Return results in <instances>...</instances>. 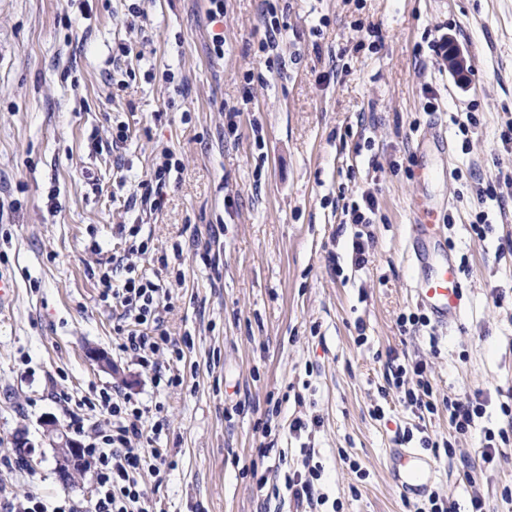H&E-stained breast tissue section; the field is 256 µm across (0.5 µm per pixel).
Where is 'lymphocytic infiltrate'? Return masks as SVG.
I'll return each mask as SVG.
<instances>
[{"label":"lymphocytic infiltrate","instance_id":"obj_1","mask_svg":"<svg viewBox=\"0 0 512 512\" xmlns=\"http://www.w3.org/2000/svg\"><path fill=\"white\" fill-rule=\"evenodd\" d=\"M182 168L181 160L173 151L162 149L156 154L146 178L135 184L128 201L139 214L133 221L117 226L119 235L129 243V254L146 252L147 244L141 239L143 216L163 207L165 189L172 175ZM375 208V197L367 192L361 202L352 203L347 211L349 222L355 228L352 251L354 264L358 267L366 263L374 244L371 215ZM100 282L111 291L112 303L120 311L115 327L119 350L135 357L141 367L153 370L154 383L180 385L182 379L179 375L165 378L158 371L157 356L163 353L169 342L166 333L160 330L163 323L161 297L166 293L165 288L144 277L114 282L105 275ZM387 368L407 407L431 414L441 409L447 412L455 437L443 440L441 446L446 457L455 458V438L471 434L485 413L480 395L464 399L449 396L437 403L431 398L424 361L404 366L391 359ZM99 408L109 417L107 427L96 432L93 442L83 450L84 455L93 461L97 477L96 495L90 512H150V500L140 477L145 473L160 477L169 467L163 450L154 445V438L162 431L163 423L149 421L148 407L117 391L103 394Z\"/></svg>","mask_w":512,"mask_h":512}]
</instances>
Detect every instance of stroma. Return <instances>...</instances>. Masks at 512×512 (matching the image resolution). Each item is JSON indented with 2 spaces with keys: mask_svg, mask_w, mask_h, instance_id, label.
Wrapping results in <instances>:
<instances>
[{
  "mask_svg": "<svg viewBox=\"0 0 512 512\" xmlns=\"http://www.w3.org/2000/svg\"><path fill=\"white\" fill-rule=\"evenodd\" d=\"M143 8L140 18L127 0H0V275L16 283L0 309V512L31 495L91 505L94 468L62 485L45 422L88 444L106 424L89 405L112 388L165 420L156 445L175 468L148 482L153 512H296L288 493L267 500L246 472L265 420L277 448L263 468L301 469V447L314 448L316 486L338 512H413L388 466L401 429L433 460V491L462 512L475 492L487 512H512V451L483 467L476 432L448 461L422 446L453 437L446 411L421 417L397 391L380 395L393 351L426 360L435 400L481 392L480 428L502 427L500 406L512 402V186L476 199L512 172V144L500 139L512 120V0H282L277 73L259 50L263 0H224L220 57L207 0ZM442 37L464 53V75L431 51ZM249 71L262 82L246 84ZM232 106L242 114L228 138ZM462 112L477 118L465 132L453 122ZM435 123L448 134L444 156L419 151ZM121 127L128 140L116 149ZM161 147L183 169L133 263L168 290L163 329L183 356L161 364L182 376L176 387L154 385L119 351L100 283L110 270L127 275L112 265L126 249L120 181L145 175ZM425 165L435 178H421ZM368 191L377 243L358 268L343 209ZM422 194L450 219L466 307L458 323L412 336L397 319L419 310L407 226ZM481 212L483 240L471 229ZM94 348L115 371L89 359ZM76 408L80 432L69 424ZM312 416L319 426L290 432Z\"/></svg>",
  "mask_w": 512,
  "mask_h": 512,
  "instance_id": "obj_1",
  "label": "stroma"
}]
</instances>
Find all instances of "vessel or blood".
I'll list each match as a JSON object with an SVG mask.
<instances>
[{"instance_id": "1", "label": "vessel or blood", "mask_w": 512, "mask_h": 512, "mask_svg": "<svg viewBox=\"0 0 512 512\" xmlns=\"http://www.w3.org/2000/svg\"><path fill=\"white\" fill-rule=\"evenodd\" d=\"M442 211L427 198H416L408 233V262L413 271V292L418 305L435 325L448 327L462 312L460 268L442 232ZM398 488L405 497L424 496L435 475L433 462L406 448L392 458Z\"/></svg>"}]
</instances>
